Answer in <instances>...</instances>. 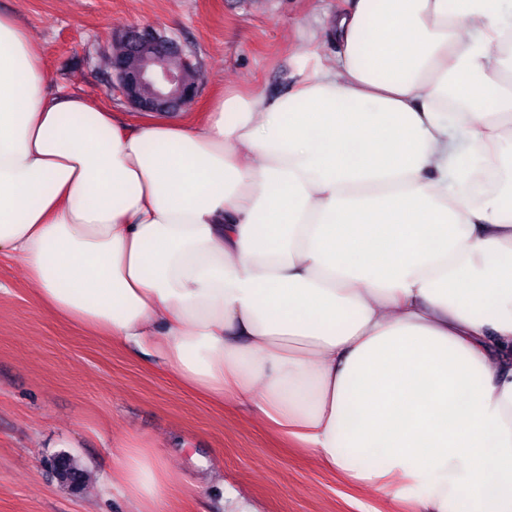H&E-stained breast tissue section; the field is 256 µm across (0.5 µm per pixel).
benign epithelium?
<instances>
[{"label": "benign epithelium", "mask_w": 512, "mask_h": 512, "mask_svg": "<svg viewBox=\"0 0 512 512\" xmlns=\"http://www.w3.org/2000/svg\"><path fill=\"white\" fill-rule=\"evenodd\" d=\"M121 40L143 60L135 73L117 62L112 64V85L133 110L179 112L194 104L203 76L181 44L152 26H135L121 35ZM173 57L182 58V68L169 67Z\"/></svg>", "instance_id": "obj_1"}]
</instances>
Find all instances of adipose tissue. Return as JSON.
I'll list each match as a JSON object with an SVG mask.
<instances>
[{
	"label": "adipose tissue",
	"instance_id": "ef3b65f1",
	"mask_svg": "<svg viewBox=\"0 0 512 512\" xmlns=\"http://www.w3.org/2000/svg\"><path fill=\"white\" fill-rule=\"evenodd\" d=\"M353 0L333 62L127 126L0 13V258L35 303L413 512H512V26ZM165 458L112 486L157 512Z\"/></svg>",
	"mask_w": 512,
	"mask_h": 512
}]
</instances>
